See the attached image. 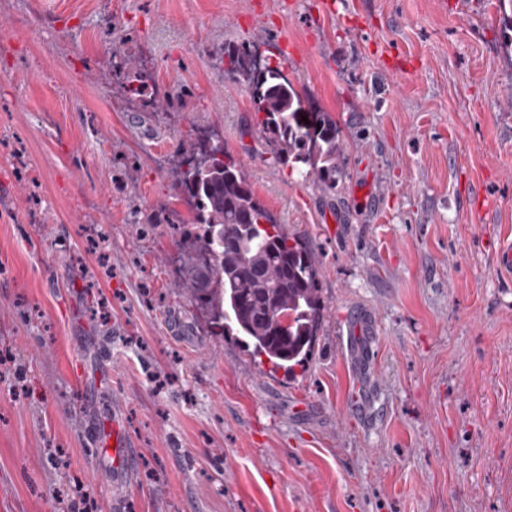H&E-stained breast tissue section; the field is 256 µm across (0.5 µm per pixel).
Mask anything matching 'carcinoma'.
I'll list each match as a JSON object with an SVG mask.
<instances>
[{"instance_id":"obj_1","label":"carcinoma","mask_w":512,"mask_h":512,"mask_svg":"<svg viewBox=\"0 0 512 512\" xmlns=\"http://www.w3.org/2000/svg\"><path fill=\"white\" fill-rule=\"evenodd\" d=\"M224 76L244 85L269 158L301 164L320 189H335L343 175L336 119L288 80L284 64L245 42L229 43ZM213 151L193 144L192 158L174 172L187 211L165 209L146 221L190 225L176 260L177 286L213 335L291 376L312 360L326 317L317 248L278 221L238 160Z\"/></svg>"}]
</instances>
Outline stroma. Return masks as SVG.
I'll return each mask as SVG.
<instances>
[{"instance_id":"stroma-1","label":"stroma","mask_w":512,"mask_h":512,"mask_svg":"<svg viewBox=\"0 0 512 512\" xmlns=\"http://www.w3.org/2000/svg\"><path fill=\"white\" fill-rule=\"evenodd\" d=\"M0 0V499L11 512H512V54L495 0ZM336 119L325 192L271 164L224 45ZM147 74L140 100L128 89ZM177 97L162 112L157 101ZM219 135L318 246L304 374L261 373L146 216ZM365 349L342 344L353 316ZM133 464L112 467V425Z\"/></svg>"}]
</instances>
